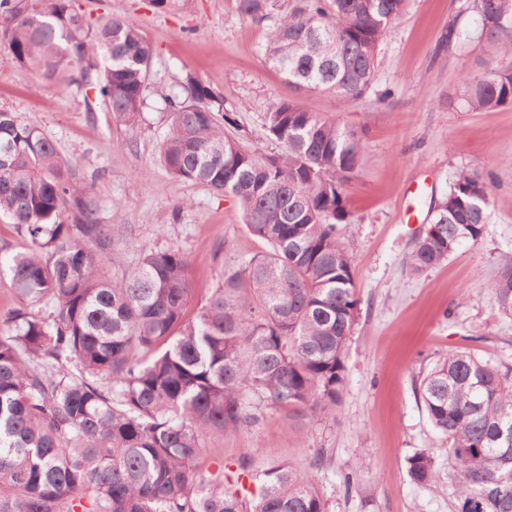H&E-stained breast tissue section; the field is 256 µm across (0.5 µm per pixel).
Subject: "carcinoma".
Wrapping results in <instances>:
<instances>
[{
  "label": "carcinoma",
  "mask_w": 512,
  "mask_h": 512,
  "mask_svg": "<svg viewBox=\"0 0 512 512\" xmlns=\"http://www.w3.org/2000/svg\"><path fill=\"white\" fill-rule=\"evenodd\" d=\"M251 20L271 0H236ZM407 0H298L269 30L267 61L296 88L357 101L375 80L381 45ZM478 39L512 54V0H469ZM14 60L53 77L103 61L95 83L112 114L135 124L153 46L122 17L92 22L72 0H0ZM169 129L159 161L173 178L236 199L264 248L223 264L192 318L188 257L144 251L108 274L125 244L98 206L62 176L55 143L33 121L0 110V213L31 244L8 272L18 304L0 315V512H326L308 473L286 462L201 471L206 440L254 425L275 407L335 417L344 351L360 300L338 226L351 223L343 186L362 167L355 130L279 102L265 113L282 151L261 153L224 133V102L191 75L162 95ZM461 104H512V67L462 77ZM491 173L463 171L430 205L431 224L407 267L419 276L491 217ZM512 317V256L490 287ZM457 468L455 512H512V366L466 350L436 360L418 386ZM410 480L435 477L426 450Z\"/></svg>",
  "instance_id": "cac0c4a2"
}]
</instances>
